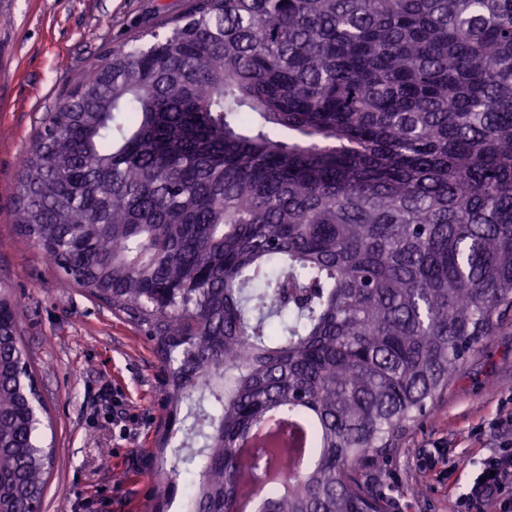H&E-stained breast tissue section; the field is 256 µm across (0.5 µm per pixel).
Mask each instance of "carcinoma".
<instances>
[{
	"label": "carcinoma",
	"mask_w": 512,
	"mask_h": 512,
	"mask_svg": "<svg viewBox=\"0 0 512 512\" xmlns=\"http://www.w3.org/2000/svg\"><path fill=\"white\" fill-rule=\"evenodd\" d=\"M148 36L46 116L15 221L151 343L157 506L199 457L188 512H388L362 467L512 322V0H196ZM17 310L0 512L47 485ZM265 418L308 425L301 471L240 446Z\"/></svg>",
	"instance_id": "carcinoma-1"
}]
</instances>
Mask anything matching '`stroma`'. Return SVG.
<instances>
[{
	"mask_svg": "<svg viewBox=\"0 0 512 512\" xmlns=\"http://www.w3.org/2000/svg\"><path fill=\"white\" fill-rule=\"evenodd\" d=\"M192 0H0V284L19 323L54 448L43 512H154V431L162 415L159 364L142 331L71 285L14 224L21 160L75 74L136 33L183 16ZM512 409V325L478 345L430 418L381 465L364 469L389 512H454L484 458L512 439L491 429ZM449 446L461 460L421 467Z\"/></svg>",
	"mask_w": 512,
	"mask_h": 512,
	"instance_id": "35a3bbf8",
	"label": "stroma"
}]
</instances>
